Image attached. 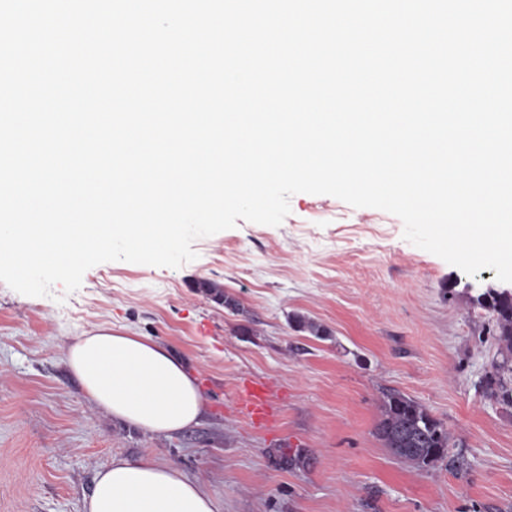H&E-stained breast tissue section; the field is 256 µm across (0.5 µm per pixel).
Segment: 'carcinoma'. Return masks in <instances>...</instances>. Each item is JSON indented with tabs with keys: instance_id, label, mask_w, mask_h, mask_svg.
I'll return each instance as SVG.
<instances>
[{
	"instance_id": "cac0c4a2",
	"label": "carcinoma",
	"mask_w": 512,
	"mask_h": 512,
	"mask_svg": "<svg viewBox=\"0 0 512 512\" xmlns=\"http://www.w3.org/2000/svg\"><path fill=\"white\" fill-rule=\"evenodd\" d=\"M489 305L502 361L486 378L484 390L489 398L512 407V291L492 290ZM375 435L393 455L418 468L430 467L448 455V429L420 403L401 393L383 400Z\"/></svg>"
}]
</instances>
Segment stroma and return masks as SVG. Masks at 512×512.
<instances>
[{"instance_id":"1","label":"stroma","mask_w":512,"mask_h":512,"mask_svg":"<svg viewBox=\"0 0 512 512\" xmlns=\"http://www.w3.org/2000/svg\"><path fill=\"white\" fill-rule=\"evenodd\" d=\"M403 229L385 211L298 193L281 225L239 221L197 239L178 268L106 262L46 297L0 282V512H83L116 456L175 464L224 512H512V408L481 388L502 356L492 314L471 301L502 283ZM298 315L326 336L298 329ZM102 324L185 363L206 398L197 423L151 433L85 397L66 348ZM247 380L277 390L267 424L239 410ZM391 391L444 423L459 468L417 469L382 446ZM300 450L305 462L276 465Z\"/></svg>"}]
</instances>
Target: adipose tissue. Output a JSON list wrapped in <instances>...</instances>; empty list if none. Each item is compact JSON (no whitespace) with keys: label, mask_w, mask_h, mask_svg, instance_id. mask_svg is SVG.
Listing matches in <instances>:
<instances>
[{"label":"adipose tissue","mask_w":512,"mask_h":512,"mask_svg":"<svg viewBox=\"0 0 512 512\" xmlns=\"http://www.w3.org/2000/svg\"><path fill=\"white\" fill-rule=\"evenodd\" d=\"M67 362L96 407L143 430L178 431L205 409L183 362L143 337L99 326L68 346ZM84 512H224V503L172 464L116 457L98 473Z\"/></svg>","instance_id":"adipose-tissue-1"}]
</instances>
